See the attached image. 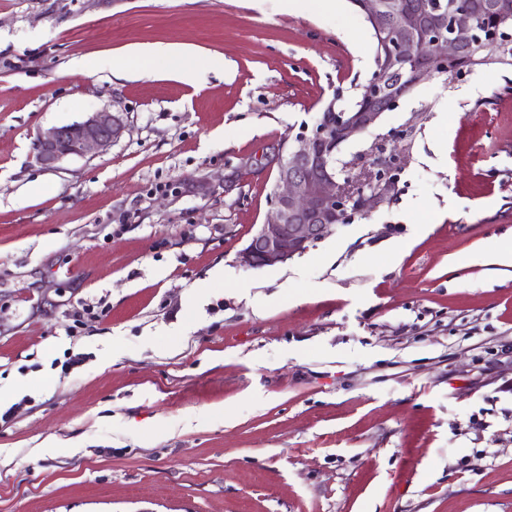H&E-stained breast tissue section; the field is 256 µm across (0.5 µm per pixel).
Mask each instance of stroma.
Wrapping results in <instances>:
<instances>
[{
    "instance_id": "1",
    "label": "stroma",
    "mask_w": 512,
    "mask_h": 512,
    "mask_svg": "<svg viewBox=\"0 0 512 512\" xmlns=\"http://www.w3.org/2000/svg\"><path fill=\"white\" fill-rule=\"evenodd\" d=\"M158 43L196 85L165 57L113 76ZM374 53L351 0H0V512H512V267L472 259L512 231V65L433 76L342 147L398 148L390 201L237 261L275 148ZM95 109L127 124L107 152L36 162ZM176 50L168 45L155 44L147 48H135L121 55L112 56V74L116 77L131 79L141 71L133 65L134 60L150 61L156 57H176Z\"/></svg>"
}]
</instances>
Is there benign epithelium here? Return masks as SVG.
I'll return each instance as SVG.
<instances>
[{"label":"benign epithelium","instance_id":"benign-epithelium-1","mask_svg":"<svg viewBox=\"0 0 512 512\" xmlns=\"http://www.w3.org/2000/svg\"><path fill=\"white\" fill-rule=\"evenodd\" d=\"M359 6L380 38L385 67L407 69V81L391 89L364 88L359 107L340 112L336 120L300 132L276 158L278 178L270 194L271 211L259 225L238 262L247 268L284 264L310 245L330 235L356 214L368 215L396 194L399 153L386 152L385 144L370 149L372 170L364 177L339 178L336 155L340 147L376 127L385 113L413 87L429 79L434 63L447 65L460 47L476 37L472 12L462 9L447 36L448 16L408 8L398 0H359ZM126 129L118 112L93 110L80 120L51 129L35 144V160L53 169L72 156L103 152Z\"/></svg>","mask_w":512,"mask_h":512}]
</instances>
